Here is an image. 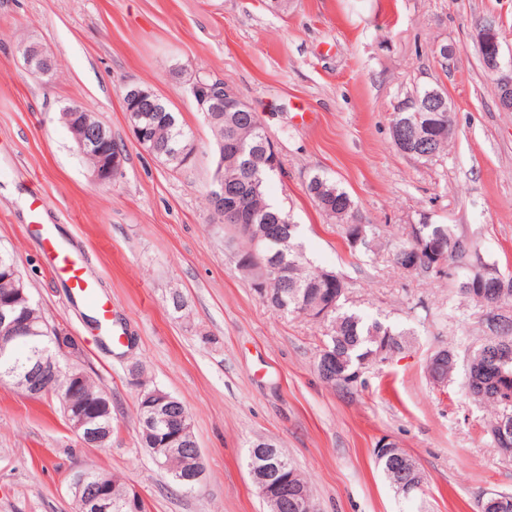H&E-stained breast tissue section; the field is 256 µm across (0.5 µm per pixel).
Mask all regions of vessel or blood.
I'll use <instances>...</instances> for the list:
<instances>
[{
    "instance_id": "b4317fda",
    "label": "vessel or blood",
    "mask_w": 512,
    "mask_h": 512,
    "mask_svg": "<svg viewBox=\"0 0 512 512\" xmlns=\"http://www.w3.org/2000/svg\"><path fill=\"white\" fill-rule=\"evenodd\" d=\"M41 207L39 199L30 200L29 226L43 243V259L47 270L66 285L74 298L92 307L102 322H109L112 304L99 293L97 283L88 268L87 256L59 237L54 225L43 222Z\"/></svg>"
}]
</instances>
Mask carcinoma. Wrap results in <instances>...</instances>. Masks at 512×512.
I'll list each match as a JSON object with an SVG mask.
<instances>
[{"label": "carcinoma", "mask_w": 512, "mask_h": 512, "mask_svg": "<svg viewBox=\"0 0 512 512\" xmlns=\"http://www.w3.org/2000/svg\"><path fill=\"white\" fill-rule=\"evenodd\" d=\"M163 107L164 111L153 113V139L145 148L160 161L173 168H181L185 158L180 156V150L189 142V136L178 114L171 111L166 103ZM209 124L216 142L229 145V150L224 152L222 158L224 191L239 192V202L243 209L242 223L254 224L256 228L266 230L265 237L257 242L252 233L238 228L236 224L230 225L237 237L246 244V248L238 253V264L252 273L256 280L260 273L245 264L253 254L272 256L278 261V274L266 279V294L262 300L268 306L288 313L302 314L310 309L316 317L323 309H328L323 317L328 323V333L324 335L322 345L352 368L364 362L372 363L384 345L393 351L401 350L406 343V332L397 331L378 319L367 321L358 312L336 302V292L346 291L345 281L333 271L310 269L303 253L296 248L297 225L291 222L287 213L269 201L268 182L280 169V163L274 162L272 155L266 152L270 138L259 115L226 108ZM307 194L326 219L342 225L356 223L354 201L348 192L336 184L315 175L307 184ZM419 229L426 239L445 238L451 243L461 238L451 224L423 223ZM415 247V233L412 232L407 240L394 246L393 263L399 268L407 267ZM443 262L448 266H457L467 262L481 263L483 259L477 254L465 255L450 246ZM12 281L23 289V292L10 296L8 301L16 316L27 322L24 326L26 338L17 341L6 354L0 355V381H12L25 391L26 374L35 370L37 360L48 356L59 357L53 339L57 330L31 302L24 277L13 258L0 252V299L4 298V288ZM505 282L509 288L504 294L488 282L479 287H465L459 279L455 283L461 296L486 308L494 306L498 310L497 314L486 319L490 335L473 355L465 380L468 395L494 410V418L487 432L495 444L498 443L497 430L504 412L512 413V355L507 357L503 351L504 346H512V277L505 279ZM454 368V354L449 349L443 350L437 358H429L427 365L432 380L450 378ZM71 375L69 364H58L54 383L41 392L43 396L51 394L58 397L67 419L74 414V407L80 403V398L70 394ZM82 376L84 394L104 405V411L98 416L99 426L112 429V401L87 373H82ZM168 416V422L154 432L141 433V441L176 481L192 462L180 454L167 456L163 449L168 447L167 439L171 429L181 422L190 424V418L179 400L172 403ZM380 466L397 491L408 483L424 480L422 471L410 457L398 464L388 465L382 461ZM82 474L107 479L116 499L122 498L129 489L119 478L103 471L88 469L82 471Z\"/></svg>", "instance_id": "cac0c4a2"}]
</instances>
